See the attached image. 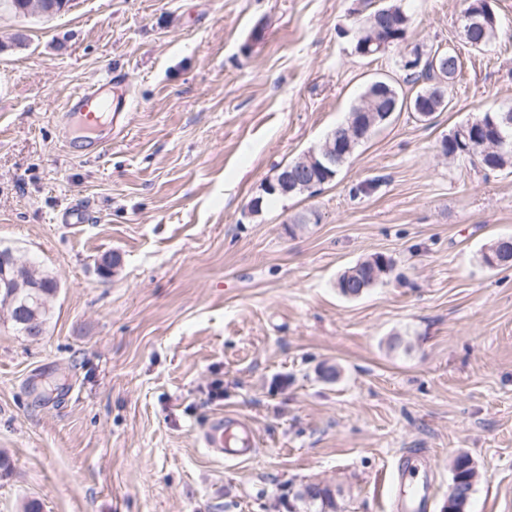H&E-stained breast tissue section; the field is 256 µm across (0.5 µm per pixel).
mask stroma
<instances>
[{
  "instance_id": "1",
  "label": "stroma",
  "mask_w": 512,
  "mask_h": 512,
  "mask_svg": "<svg viewBox=\"0 0 512 512\" xmlns=\"http://www.w3.org/2000/svg\"><path fill=\"white\" fill-rule=\"evenodd\" d=\"M358 4L0 10V247L58 283L40 340L0 306V512H319L310 483L338 512H392L389 474L419 451L427 512H444L462 452L480 473L467 512H512V267L482 261L512 235V173L439 148L512 107V0H492L499 34L478 52L463 0H402L409 48L461 58L449 110L395 113L313 195L244 213L368 83L403 79L397 52L362 57L344 36ZM114 71L135 104L78 155L57 116ZM75 204L89 223L62 221ZM376 253L389 275L341 295ZM225 414L254 434L251 458L203 448ZM386 258L382 254H374L363 261L356 263L354 266L344 270L337 280L336 286L340 289L341 293L347 297L351 296L350 293H358L360 290L361 283L366 284L372 265H379V260ZM359 267L358 269H356ZM352 274H349V273ZM350 287V288H347Z\"/></svg>"
}]
</instances>
